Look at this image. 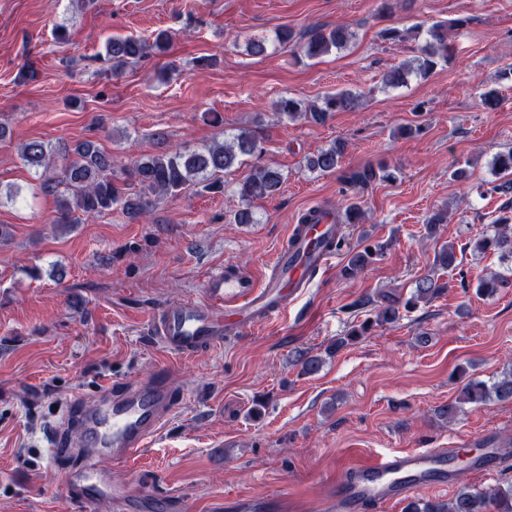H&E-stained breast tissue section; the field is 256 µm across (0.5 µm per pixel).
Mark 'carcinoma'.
<instances>
[{"label":"carcinoma","instance_id":"obj_1","mask_svg":"<svg viewBox=\"0 0 512 512\" xmlns=\"http://www.w3.org/2000/svg\"><path fill=\"white\" fill-rule=\"evenodd\" d=\"M454 26L464 24L457 19ZM444 21L432 24L427 30V41L421 49L416 65H403L387 71L382 82L388 87L407 83L410 74L421 77L430 75L439 62L448 60V25ZM351 34L342 26H317L306 33L302 46L303 56L309 60L320 59L333 51L347 48ZM170 43V34L160 31L152 40L128 36L112 37L105 42L104 60L109 70L117 73L154 55L165 53ZM269 40L265 37L249 39L245 51L250 56L267 55ZM356 96L349 91L327 92L307 105L289 97L275 102L279 117L290 120L304 117L315 123L324 122L334 112L346 111L354 106ZM263 146L257 131L242 128L221 142L201 150L177 149L173 152L143 155L130 165L116 169L112 155L98 142L84 139L67 147L64 155L57 156L54 150L42 142L29 141L18 149L23 165L34 170L40 180V191L55 196L58 203L55 223L71 230L81 223L82 217H96L112 209H119L131 222L146 216L153 202L176 197L191 187L203 192L221 194L224 192L223 174L235 166L245 164V158L261 155ZM343 152V146L334 144L306 157L305 167L312 172H330L336 169ZM63 161L62 176L51 175L57 160ZM494 170L506 180L493 187V191L507 197L495 217L493 234L476 241L481 253L493 251L502 258L512 259V148L498 153L493 159ZM377 173L372 168L355 171L347 177L354 187H365L375 181ZM284 182L283 173L274 167L257 166L243 178L237 187L242 206L235 211L233 220L237 224H254L250 202L255 198L276 195ZM386 245L377 243L355 252L344 268V275L353 278L366 270L381 256ZM456 251L451 243L440 246L434 257V268L441 270L456 267ZM512 287V280L498 273L478 282V291L491 294L498 288ZM448 288L433 274L424 275L414 282L410 296L404 303L395 300L379 305L374 319L366 320L353 327L336 341L335 349L350 345L365 335L371 327L394 324L401 318V311L410 312L441 297ZM297 363L303 375L312 376L319 372L323 361L306 352L298 354ZM491 401L512 402V372L503 375L492 384L471 378L462 391V399L443 404L436 414L446 420L454 419L460 412L459 403L475 407ZM405 512H512V481L498 484L484 490H473L463 485L450 500L442 502L433 499L409 501Z\"/></svg>","mask_w":512,"mask_h":512}]
</instances>
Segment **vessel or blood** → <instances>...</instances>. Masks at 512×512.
<instances>
[{
  "instance_id": "vessel-or-blood-1",
  "label": "vessel or blood",
  "mask_w": 512,
  "mask_h": 512,
  "mask_svg": "<svg viewBox=\"0 0 512 512\" xmlns=\"http://www.w3.org/2000/svg\"><path fill=\"white\" fill-rule=\"evenodd\" d=\"M341 239L340 225L321 221L292 225L274 258L270 273L224 272L212 276L200 300L166 304L149 324L155 341L166 351L190 355L223 345L225 338L270 323L287 313L300 289L326 273ZM174 411L173 389L167 376L114 386L111 394L79 406L68 428L51 436L48 454L68 453L71 432L82 440L83 465L76 480L89 512L111 504L114 512H186L176 495L158 499L132 498L128 486L112 483L110 464L139 454L157 436ZM454 448H417L392 453L371 462L350 465L336 485L333 512H377L382 504L408 496L425 486L444 485ZM268 496L231 499L232 512H268Z\"/></svg>"
}]
</instances>
